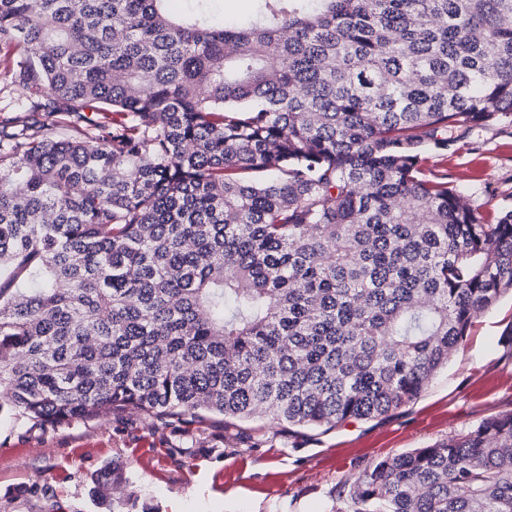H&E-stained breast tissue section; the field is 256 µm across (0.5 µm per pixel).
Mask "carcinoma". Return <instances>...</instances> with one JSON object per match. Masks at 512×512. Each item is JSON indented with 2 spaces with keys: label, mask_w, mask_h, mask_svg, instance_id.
<instances>
[{
  "label": "carcinoma",
  "mask_w": 512,
  "mask_h": 512,
  "mask_svg": "<svg viewBox=\"0 0 512 512\" xmlns=\"http://www.w3.org/2000/svg\"><path fill=\"white\" fill-rule=\"evenodd\" d=\"M0 0V416L324 432L417 399L512 293V210L422 147L512 125V0ZM93 496L133 512L126 464ZM335 512H512V411Z\"/></svg>",
  "instance_id": "obj_1"
}]
</instances>
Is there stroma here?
I'll return each instance as SVG.
<instances>
[{"mask_svg":"<svg viewBox=\"0 0 512 512\" xmlns=\"http://www.w3.org/2000/svg\"><path fill=\"white\" fill-rule=\"evenodd\" d=\"M424 173L439 177L486 218L512 210V127L450 133L448 148L424 154ZM512 296L472 323L460 348L422 394L395 412L318 435L265 432L251 447L218 419L180 426L148 424L124 411L51 428L33 438L0 424V512H100L90 474L121 455L148 512H334L339 496L372 460L434 442L512 411ZM62 480L60 507L26 494Z\"/></svg>","mask_w":512,"mask_h":512,"instance_id":"1","label":"stroma"}]
</instances>
